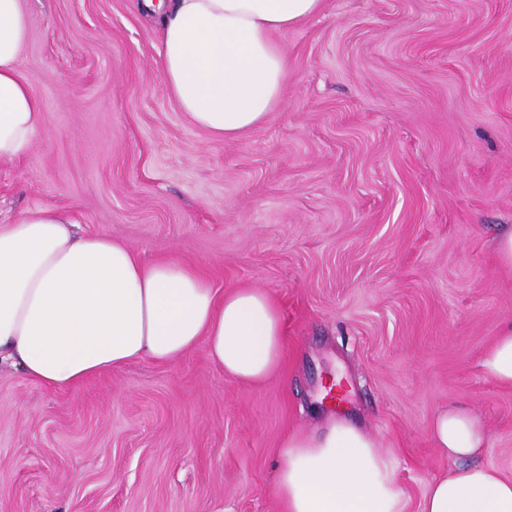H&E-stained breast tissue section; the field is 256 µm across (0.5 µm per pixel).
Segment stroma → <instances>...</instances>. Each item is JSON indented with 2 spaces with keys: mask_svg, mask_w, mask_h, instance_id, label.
<instances>
[{
  "mask_svg": "<svg viewBox=\"0 0 512 512\" xmlns=\"http://www.w3.org/2000/svg\"><path fill=\"white\" fill-rule=\"evenodd\" d=\"M19 70L45 121L0 169V215L70 212L144 262L262 288L286 346L258 384L205 344L49 390L0 370V512H284L288 438L343 412L394 451L418 512L454 403L512 473V387L481 372L512 325V0H324L278 33L287 81L235 139L165 89L139 0H23Z\"/></svg>",
  "mask_w": 512,
  "mask_h": 512,
  "instance_id": "1",
  "label": "stroma"
}]
</instances>
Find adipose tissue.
Returning <instances> with one entry per match:
<instances>
[{"label": "adipose tissue", "mask_w": 512, "mask_h": 512, "mask_svg": "<svg viewBox=\"0 0 512 512\" xmlns=\"http://www.w3.org/2000/svg\"><path fill=\"white\" fill-rule=\"evenodd\" d=\"M323 0H143L156 17L165 87L191 123L233 139L281 100L284 52L276 33L319 12ZM29 37L22 0H0V166L34 142L44 114L21 77ZM205 343L225 374L255 383L282 360L285 326L259 288L219 292L196 266L143 262L127 246L80 235L66 212L39 208L0 223V365L48 389L148 358L166 364ZM512 387V326L479 363ZM452 465L431 481L419 512H512V474L475 463L488 432L448 407L430 426ZM398 462L375 437L337 415L314 436L288 440L275 489L285 512H408Z\"/></svg>", "instance_id": "1"}]
</instances>
